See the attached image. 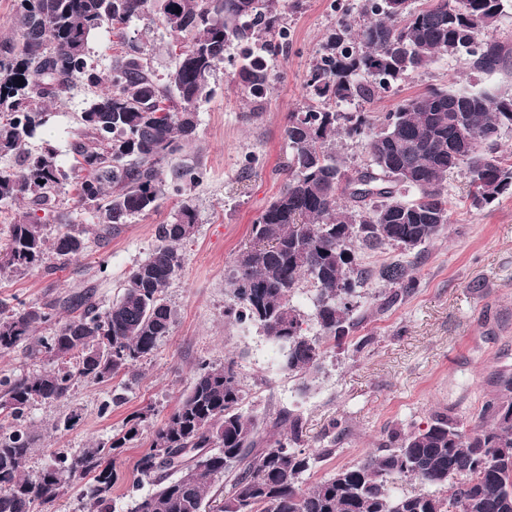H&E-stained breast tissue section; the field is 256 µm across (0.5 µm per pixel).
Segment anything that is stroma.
I'll use <instances>...</instances> for the list:
<instances>
[{"mask_svg":"<svg viewBox=\"0 0 512 512\" xmlns=\"http://www.w3.org/2000/svg\"><path fill=\"white\" fill-rule=\"evenodd\" d=\"M277 9L288 27V43L270 59L276 79L260 107H253L232 80L239 56L232 45L211 78L212 98L198 108L197 134L183 157L199 162L204 178L188 193L197 232L184 243L183 267L165 290L175 310L169 336L137 366L135 376L100 385L79 381L65 403L33 404L30 471L48 465L53 452L77 454L109 441L131 413L149 410L148 425L161 424L188 391L202 360L237 362L246 391L242 410L254 417L262 435L285 433L288 426L281 416L301 414L306 446L321 456L310 475L314 482L363 461L391 430L426 425L435 412L473 425L495 388L496 373L512 372V195L473 207L463 167L445 182V232L410 257L420 281L417 291L385 311L379 308L378 285H370L362 298L355 334L370 337L364 350L346 344L326 359L318 375L289 374L279 369L278 353L260 329L225 319L224 273L249 246L254 220L286 178L288 114L309 103L307 71L338 17L333 0H278ZM126 41L138 44L158 78H166L174 39L148 17L131 22L120 37L98 29L89 43L92 64L107 70ZM451 88L512 95V67L482 73L471 70L465 56L445 55L407 73L364 109L380 117L405 99ZM92 97L78 83L47 106L50 119L41 139L59 149L64 163L72 161L68 143ZM178 201L166 194L148 215L132 218L65 266L0 273V301L38 307L89 292L99 306L108 307L120 295L128 270L148 255L156 226L171 220ZM116 392L124 400L114 406L110 400ZM69 414L75 417L73 426L57 428V421ZM335 422L341 434L332 445L328 437ZM146 448V443L134 444L115 461L116 512H129L130 490L144 495L154 488L134 469Z\"/></svg>","mask_w":512,"mask_h":512,"instance_id":"stroma-1","label":"stroma"}]
</instances>
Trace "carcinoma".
Here are the masks:
<instances>
[{"label": "carcinoma", "mask_w": 512, "mask_h": 512, "mask_svg": "<svg viewBox=\"0 0 512 512\" xmlns=\"http://www.w3.org/2000/svg\"><path fill=\"white\" fill-rule=\"evenodd\" d=\"M340 11L307 75L315 103L288 113V178L252 224L255 243L227 270L224 317L259 328L291 374L317 373L327 345L345 343L358 325L357 289L382 282L385 310L418 287L402 259L371 272L358 268L356 247L411 251L438 237L449 222L444 182L454 169H467L475 207L512 193V162L496 151L501 131L512 130V95L433 90L377 122L331 106L371 101L463 41L477 43L467 57L473 70L508 67L511 46L478 38L496 26L503 0H436L419 9L408 0H359L367 22L355 32L353 7ZM148 15L187 40L173 53L166 83L134 43L124 44L108 72L91 65L93 31L105 24L120 31ZM13 21L14 35L0 40V158H14L0 168V207L27 205L0 244V272L13 273L65 265L87 250V229L59 208L63 195L91 211L101 241L154 210L166 188L186 194L203 172L177 156L196 135L199 104L214 93L210 79L226 48L240 47L232 81L257 104L274 76L255 45L288 37L270 0H14ZM76 82L95 89L106 82L108 89L81 112L70 144L74 163L65 166L55 147L33 150L31 142L47 122L45 107ZM341 133L365 139L366 166L343 168L333 150ZM51 220L59 228L49 239ZM196 228L185 199L170 222L156 226V244L128 272L121 298L103 310L89 293L67 300L78 315L64 321L54 304H0V352L24 344L56 362L36 375L0 376V416L10 420L0 426V512L47 510L88 476L86 512H114L116 457L140 439L148 411L103 445L53 453L35 473L28 470L34 439L27 412L36 402L65 400L78 380L106 383L151 355L173 326L165 288L183 266L180 245ZM303 279L314 287L306 312L294 302ZM306 320L319 334L305 333ZM48 323L52 334L34 335ZM244 399L234 361L198 363L188 392L151 431L137 462L156 489L133 496L129 512H512L511 374L497 377L474 425L438 413L424 428L391 431L378 452L307 488L320 455L305 451L301 415L288 412L287 433L268 440L243 413ZM189 448L208 452L191 465ZM228 475L232 490L221 498L215 488ZM409 480L421 489L398 491Z\"/></svg>", "instance_id": "cac0c4a2"}]
</instances>
